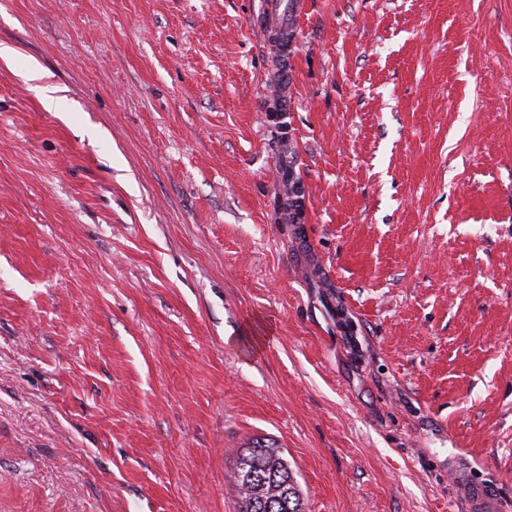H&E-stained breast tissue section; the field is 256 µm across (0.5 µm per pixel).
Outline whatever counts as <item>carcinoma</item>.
Segmentation results:
<instances>
[{
	"label": "carcinoma",
	"mask_w": 512,
	"mask_h": 512,
	"mask_svg": "<svg viewBox=\"0 0 512 512\" xmlns=\"http://www.w3.org/2000/svg\"><path fill=\"white\" fill-rule=\"evenodd\" d=\"M236 455L237 512H306L294 472L278 451L255 445Z\"/></svg>",
	"instance_id": "obj_1"
}]
</instances>
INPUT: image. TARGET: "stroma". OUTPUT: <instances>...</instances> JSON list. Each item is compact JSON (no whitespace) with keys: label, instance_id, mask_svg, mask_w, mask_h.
Instances as JSON below:
<instances>
[{"label":"stroma","instance_id":"1","mask_svg":"<svg viewBox=\"0 0 512 512\" xmlns=\"http://www.w3.org/2000/svg\"><path fill=\"white\" fill-rule=\"evenodd\" d=\"M0 0V512L512 505V0ZM288 0H263L260 13L262 32L270 46L280 50H288L296 41L293 16L297 14L300 0H294L292 4L285 3ZM237 449V512H306L288 460L273 448ZM448 475L469 512H501L504 510L496 490L471 478L469 463L460 457L448 458Z\"/></svg>","mask_w":512,"mask_h":512}]
</instances>
